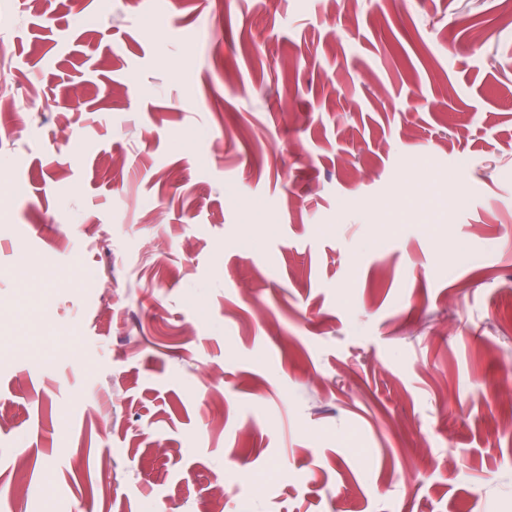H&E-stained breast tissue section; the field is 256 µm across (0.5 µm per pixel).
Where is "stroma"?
I'll use <instances>...</instances> for the list:
<instances>
[{"mask_svg": "<svg viewBox=\"0 0 512 512\" xmlns=\"http://www.w3.org/2000/svg\"><path fill=\"white\" fill-rule=\"evenodd\" d=\"M1 51L0 512H512L493 0H0Z\"/></svg>", "mask_w": 512, "mask_h": 512, "instance_id": "obj_1", "label": "stroma"}]
</instances>
